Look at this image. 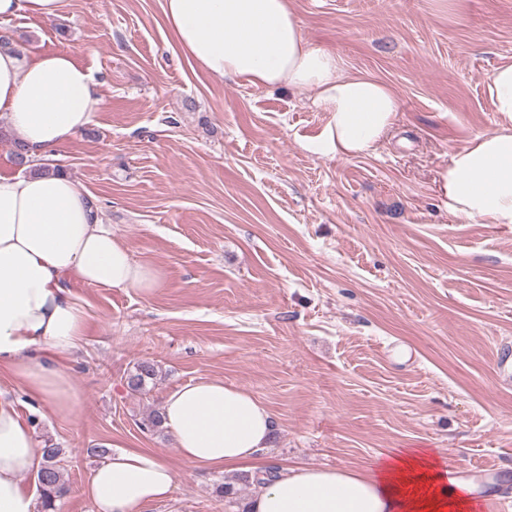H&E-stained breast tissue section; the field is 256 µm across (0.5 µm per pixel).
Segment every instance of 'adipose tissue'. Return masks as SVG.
Wrapping results in <instances>:
<instances>
[{"label": "adipose tissue", "mask_w": 512, "mask_h": 512, "mask_svg": "<svg viewBox=\"0 0 512 512\" xmlns=\"http://www.w3.org/2000/svg\"><path fill=\"white\" fill-rule=\"evenodd\" d=\"M163 15L188 61L215 78L308 91L327 114L308 145L349 159L376 151L402 109L396 92L364 74L345 72L333 51L309 43L290 0H164ZM486 91L501 120L452 151L437 190L449 214L512 226V63L496 67ZM101 97L87 70L65 52L0 50V114L28 156L38 159L73 140ZM135 289L152 296L162 284L154 266L137 262L103 224L91 197L63 172L0 176V368L33 401L72 414L78 391L61 361L81 344L88 314L63 285ZM163 425L188 465L257 473L275 415L251 394L199 379L172 391ZM42 463L35 426L14 400L0 396V512H37L26 483ZM179 475L160 454L122 447L95 468L86 494L94 512H140L167 499ZM485 499L448 469L439 452L400 448L365 472L278 467L249 500L250 512H483Z\"/></svg>", "instance_id": "ef3b65f1"}]
</instances>
